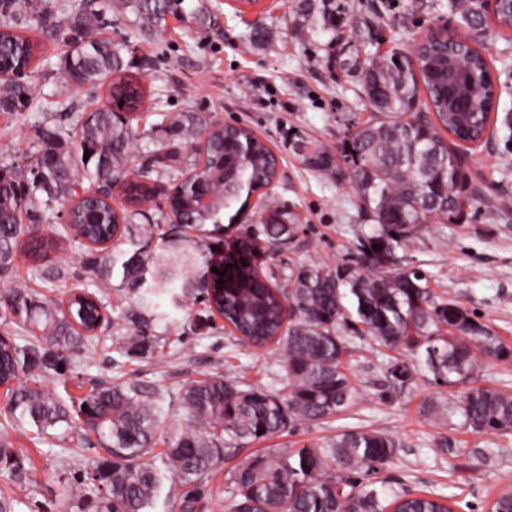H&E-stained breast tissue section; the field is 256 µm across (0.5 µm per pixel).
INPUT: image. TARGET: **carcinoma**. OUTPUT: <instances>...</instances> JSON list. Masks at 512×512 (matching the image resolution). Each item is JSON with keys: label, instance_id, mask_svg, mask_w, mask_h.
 <instances>
[{"label": "carcinoma", "instance_id": "cac0c4a2", "mask_svg": "<svg viewBox=\"0 0 512 512\" xmlns=\"http://www.w3.org/2000/svg\"><path fill=\"white\" fill-rule=\"evenodd\" d=\"M128 2L141 26L155 28L184 0ZM458 7L467 28L486 26L474 0H458ZM105 25L97 0H84L68 26L73 37L58 72L76 87L109 83V105L87 113L72 140L56 127L36 126L34 163L0 169L1 272L10 269L22 242L43 246L45 237L37 233L42 212L55 204L69 207L73 222L52 226L51 233L87 246L116 233L122 238L132 228L152 236L150 219L164 215L162 196L181 225L202 231L221 223L242 192L261 190L276 176L273 155L249 127L203 125L190 112L173 119L178 145L130 171L144 89L129 74L125 46L98 37ZM466 39V32L440 29L408 52L392 48L370 58L363 89L375 115L349 134L344 154L357 209L370 229L360 231L347 264L334 270L293 265L272 284L253 264L237 261L220 285L205 281L195 263L198 243L186 237L185 247L172 256L178 272L160 273L150 284L153 258L139 248L105 246L91 283L65 303L33 288L61 280L57 269L37 267L29 282L5 289L0 316L12 331L0 334V381L13 386L6 389L0 413V476L37 486L13 434L33 431L40 442L65 450L81 447L91 433L96 455L88 464H76L79 485L62 487L63 510L83 512L92 501L96 512H154L166 483L191 484L246 442L291 433L300 423H322L357 405L361 393L346 360L352 341L344 332L350 325L393 353L386 370L400 384L413 380L412 368L423 369L440 388L441 400L428 407L448 422L456 418L475 434L512 432V391L479 384L487 362H512V350L458 303L435 296L423 272L395 267L397 249L435 224L458 223L464 216L461 201L475 192L448 135L480 138L493 109V87L481 52L485 45L474 49ZM38 48L13 26L0 25L1 111L25 105L29 89L6 73L33 62ZM421 106L434 117L418 115ZM204 136L208 205H199L186 184L164 192L147 182L153 167L178 180L180 145L195 152ZM328 156L326 148L314 145L300 159L318 171L310 158ZM116 187L128 203L119 216L111 206ZM79 188L103 194L79 200ZM267 211L261 234L247 236L242 252H251L257 242L272 252L290 242L294 226L282 221L277 207ZM22 214L28 223H20ZM116 272L139 297L136 309L120 316L123 323H112V352L147 355L164 346L166 338L155 332L156 321L169 317L161 311L163 303L180 310L191 293L195 301H213L240 333L238 343L277 346L282 388L207 374L177 394L187 420L179 430L163 428L166 395L154 387L100 381L77 404L43 389L42 379L90 362ZM160 443L164 451L157 453ZM398 447L387 433L359 428L320 444L262 448L230 474L229 512H451L441 499L375 486L372 476L388 467ZM491 512H512L511 485L500 490Z\"/></svg>", "mask_w": 512, "mask_h": 512}]
</instances>
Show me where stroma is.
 Masks as SVG:
<instances>
[{"instance_id": "1", "label": "stroma", "mask_w": 512, "mask_h": 512, "mask_svg": "<svg viewBox=\"0 0 512 512\" xmlns=\"http://www.w3.org/2000/svg\"><path fill=\"white\" fill-rule=\"evenodd\" d=\"M19 32L40 45V57L24 79L29 101L15 112L0 111V168L23 166L36 155L32 128L60 125L65 135L78 134L86 112L107 101L106 87H74L61 81L58 62L68 44L60 31L79 0H53L50 18L37 14L40 0H20ZM108 25L103 38L124 43V58L141 81L145 98L131 158L141 163L148 151L173 138L171 117L195 113L207 123L249 127L279 157L273 195L285 223L296 236L278 254L260 252L255 265L262 272L290 264L336 268L355 250L364 219L356 195L336 160L332 170L311 172L297 159L309 142L343 143L355 125L374 111L364 93L361 72L367 59L393 47L411 50L431 29L459 34L465 29L455 0H184L181 12L167 15L161 27L138 32L132 9L122 0H101ZM486 57L497 99L492 133L470 150L467 169L481 193L465 207L464 220L443 233L427 231L398 249L402 268L424 272L436 295L450 298L476 314L479 322L512 348V212L490 215L484 198L512 200V133L504 127L512 117V30L488 23ZM264 210L250 198L233 223L201 234L205 248L224 250L244 231H259ZM98 250L64 243L35 253L18 250L0 289L30 278L34 267H63L65 280L52 294L88 283L89 264ZM201 303L179 312V325L156 324L157 334L174 343L160 353L115 358L108 331L98 334L92 363L80 376L46 378V388L68 391L80 400L94 379H131L178 392L207 373L226 381L240 378L275 386L279 369L276 347L265 349L229 344L224 321L213 316L199 326ZM385 358L369 339H354L348 365L363 399L335 421L300 425L293 434L272 439L271 447L321 442L338 432L367 427L394 436L396 454L381 478L397 490L432 492L448 497L453 512H488L500 488L512 485V434H472L450 426L423 406L438 393L424 378L401 386L385 367ZM449 442L451 452L436 447ZM35 468L38 487H21L0 478V492L17 499L16 512H59L57 485L63 475L58 448L15 441ZM235 459H221L204 477L195 512H226L224 492Z\"/></svg>"}]
</instances>
